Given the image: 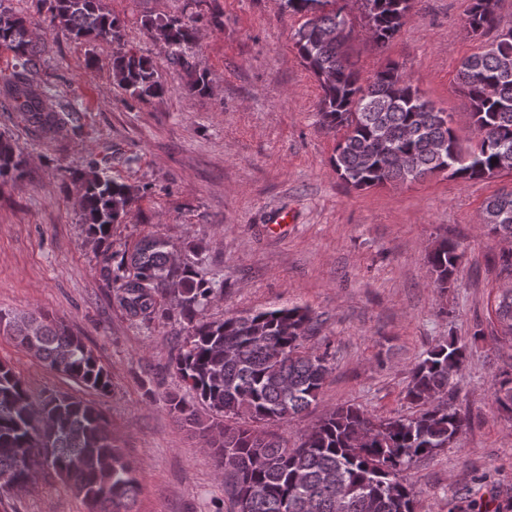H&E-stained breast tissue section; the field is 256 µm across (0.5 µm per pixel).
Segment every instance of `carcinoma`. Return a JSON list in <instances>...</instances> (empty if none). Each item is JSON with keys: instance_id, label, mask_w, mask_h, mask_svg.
<instances>
[{"instance_id": "cac0c4a2", "label": "carcinoma", "mask_w": 512, "mask_h": 512, "mask_svg": "<svg viewBox=\"0 0 512 512\" xmlns=\"http://www.w3.org/2000/svg\"><path fill=\"white\" fill-rule=\"evenodd\" d=\"M42 2L44 23L53 30L75 40L118 46L124 40V22L106 11L102 0ZM283 2L304 18L293 39L322 91L320 124L343 132L332 162L345 184L365 190L441 172L466 182L494 177L512 164V26L502 34L499 0H471L464 21L475 39L495 33L457 69L480 141L468 150L399 64L390 62L361 80L349 60L351 41L336 0ZM355 2L379 49L396 38L413 8V0ZM31 25L0 5V47L13 53L10 69L0 75V96L42 134H74L75 113L59 109L48 85L37 78L39 50ZM144 26L157 32L172 63L185 71L186 90L206 92V75L181 52L194 38L196 20L147 18ZM113 73L119 87L139 101L165 93L147 57L121 52ZM24 163L17 145L0 135V178L21 177ZM66 178L80 187L83 223L102 248L116 303L129 316L149 320L161 310L157 296L168 293L187 325L188 336L172 363L193 401L170 393L164 404L205 437L224 464L231 512H415V492L402 472L458 441L468 425L446 401L464 369L466 346L439 345L411 369L406 398L420 407L417 413L377 416L355 404L338 406L290 448L280 435L257 425L286 423L317 401L332 373L328 355L306 347L319 330L318 316L307 307L283 306L207 319L215 282L194 263H174L167 241L147 236L130 253L112 252V225L137 201L138 190L95 162ZM484 224L491 233L512 238V191L487 201ZM462 257L458 244L446 239L428 252L435 287H450ZM496 315L512 335V291L499 298ZM0 331L76 383L102 394L111 390L110 373L81 337L49 316L0 311ZM493 389L498 406L512 413V374L496 378ZM45 467L82 497L88 512H135L139 483L102 413L68 393L47 391L34 400L23 379L0 363V476L24 474L28 484Z\"/></svg>"}]
</instances>
